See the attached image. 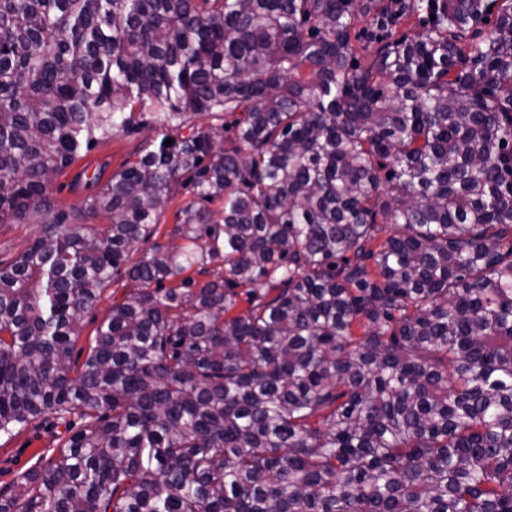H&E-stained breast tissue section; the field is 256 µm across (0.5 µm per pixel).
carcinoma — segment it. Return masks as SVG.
Returning <instances> with one entry per match:
<instances>
[{"instance_id":"1","label":"carcinoma","mask_w":512,"mask_h":512,"mask_svg":"<svg viewBox=\"0 0 512 512\" xmlns=\"http://www.w3.org/2000/svg\"><path fill=\"white\" fill-rule=\"evenodd\" d=\"M33 215L0 436L68 438L0 512H512V0H0V224ZM153 134L148 127L140 133H119L83 152L63 175L54 179L50 187L53 199L59 207L67 210L82 208L85 200L96 193L113 172L135 158L141 142ZM99 169L102 172L99 183L89 185L92 175ZM178 189V194L171 200L169 206L165 211V215L162 218V226L160 229V233L156 238V241L160 244H166L167 242L170 241V235L165 234L167 232L169 233L174 226L175 211L194 198L191 186L189 182L185 179V177L180 179V186ZM130 287V282L123 277L122 273L112 278V284L107 287L95 308L89 311L82 321L81 335L73 353L74 361L79 359L78 363H82L87 354L90 339L95 334L96 327L104 318L106 310L114 299H122ZM80 350L82 351L80 352Z\"/></svg>"}]
</instances>
